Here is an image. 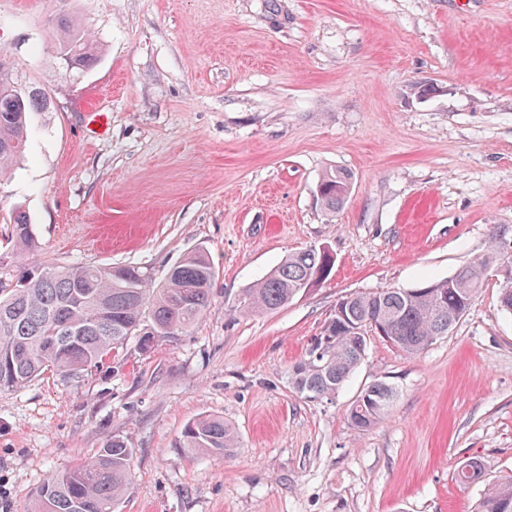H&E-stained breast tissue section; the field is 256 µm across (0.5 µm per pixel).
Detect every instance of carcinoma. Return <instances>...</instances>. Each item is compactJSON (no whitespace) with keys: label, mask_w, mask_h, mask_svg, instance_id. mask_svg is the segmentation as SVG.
<instances>
[{"label":"carcinoma","mask_w":512,"mask_h":512,"mask_svg":"<svg viewBox=\"0 0 512 512\" xmlns=\"http://www.w3.org/2000/svg\"><path fill=\"white\" fill-rule=\"evenodd\" d=\"M58 59L72 61L79 76L97 61L88 37L65 18L57 20ZM21 86L14 74L0 75V178L23 156L32 112H48L50 95L39 87ZM351 175L329 169L315 187L316 203L334 213L345 203ZM17 250L37 243L29 215L16 208L10 216ZM507 265L499 274L500 307L512 313V254L491 250L459 267L446 279L430 282L431 293L417 289L377 288L351 293L349 318L363 330V346L345 330H325L333 340L325 352L308 350L288 375L292 389L307 397H333L366 355L373 324L385 325L381 340L405 355L421 354L448 334V321L459 322L471 308L491 267ZM328 256L317 247L288 255L262 280L245 289L237 309L258 314L282 308L304 282H326ZM215 270L203 249L188 252L156 288L150 273L132 265L23 264L0 272V391L12 390L49 371L75 379L112 363L129 337L141 333L151 351L188 330L210 306ZM397 397L396 388L376 381L351 405V425L367 430L384 419ZM186 447L227 456L237 448L234 428L216 416L201 417L184 429ZM133 449L115 437L98 456L58 473L37 491L31 512H112L131 481ZM473 512H512V475L481 491Z\"/></svg>","instance_id":"1"}]
</instances>
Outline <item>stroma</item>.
<instances>
[{"mask_svg": "<svg viewBox=\"0 0 512 512\" xmlns=\"http://www.w3.org/2000/svg\"><path fill=\"white\" fill-rule=\"evenodd\" d=\"M61 15L101 54L75 80L56 58ZM0 53L55 104L30 114L0 182V265L131 264L158 286L200 247L215 269L209 308L175 340L0 392V512H29L43 483L116 436L133 455L114 512H472L481 489L458 483L460 464L512 475L499 279L418 356L374 340L334 397L288 383L342 297L512 252V0H0ZM329 168L352 177L333 214L314 197ZM18 205L37 240L24 254ZM309 246L332 251L327 282L237 311L238 293ZM378 379L399 396L354 429L348 409ZM205 415L235 429L231 455L186 448ZM10 224L14 247L20 252L35 250L36 238L27 212L20 207L16 208L10 216Z\"/></svg>", "mask_w": 512, "mask_h": 512, "instance_id": "obj_1", "label": "stroma"}]
</instances>
